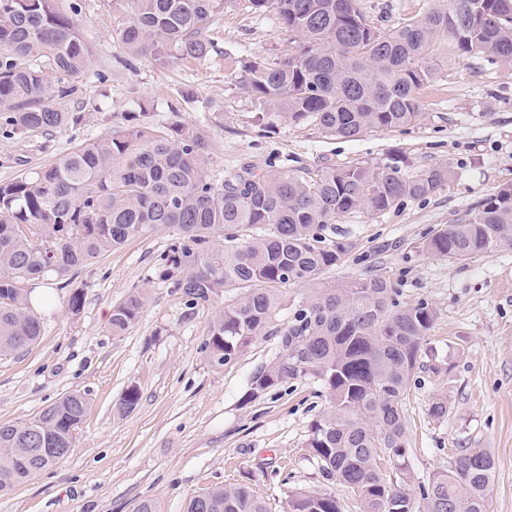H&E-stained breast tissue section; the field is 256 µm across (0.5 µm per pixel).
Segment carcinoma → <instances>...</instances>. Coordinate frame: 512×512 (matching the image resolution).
<instances>
[{"instance_id":"1","label":"carcinoma","mask_w":512,"mask_h":512,"mask_svg":"<svg viewBox=\"0 0 512 512\" xmlns=\"http://www.w3.org/2000/svg\"><path fill=\"white\" fill-rule=\"evenodd\" d=\"M57 0H0V107L14 131H50L79 121L54 101L70 99L89 69L77 5ZM130 23L119 40L135 56L165 65L203 60L209 32L227 0H127ZM363 0H240L272 10L288 39L275 62L249 61L240 77L263 132L275 112L284 121L356 138L420 119V91L435 49L449 39L461 56L494 65L512 61V0H449L391 28L368 19ZM210 132L175 122L138 121L88 141L53 164L0 183V356L35 345L41 322L21 283L58 277L159 226L175 230L160 277L191 309L211 308L203 352L227 365L269 334L283 304L281 288L311 284L341 264L347 246H319L326 224L361 208L384 212L426 199L451 179L446 165L411 172L391 157L376 165L325 167L300 176L250 166L216 179L208 172ZM512 246V186L500 188L423 243L455 260ZM148 295L131 291L112 307V335L139 320ZM434 313L399 300L384 277L321 284L275 328L280 351L254 373L247 399L298 378L319 381L329 406L306 441L322 478L357 496L359 512H489L495 460L484 448H460L448 470L416 483L409 464L405 400L420 367ZM139 392L115 404L130 415ZM90 406L66 393L21 423H0V493L66 457ZM418 486L422 507L414 508ZM185 512H268L245 485L208 489ZM286 512H340L326 489L288 496Z\"/></svg>"}]
</instances>
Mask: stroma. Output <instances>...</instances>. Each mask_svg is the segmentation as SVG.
<instances>
[{
	"mask_svg": "<svg viewBox=\"0 0 512 512\" xmlns=\"http://www.w3.org/2000/svg\"><path fill=\"white\" fill-rule=\"evenodd\" d=\"M78 2L91 68L79 97L56 106L80 113L81 121L30 133L0 122V182L103 137L133 112L158 128L206 121L216 177L243 165L296 173L375 164L396 151L415 171L451 166L453 178L432 197L325 225L326 240L351 249L323 280L337 285L371 272L389 279L402 301L429 303L435 319L427 355L406 399L410 466L425 482L447 469L458 449H490V512H512V247L464 261L421 249L430 230L512 185V62L491 67L447 43L419 95L415 124L346 140L277 119L273 133L263 135L239 84L240 62L282 55L289 35L274 14L225 7L207 59L162 67L119 41L131 19L125 0ZM172 239V229L159 227L65 277L28 282V289H45L51 304L35 310L39 341L0 357V422L28 420L71 391L88 393L91 404L69 456L0 495V512H133L144 499L157 512H184L191 496L224 484L248 485L270 512H284L289 492L323 486L305 446L329 405L322 384L301 378L248 400L253 374L280 350L274 335L212 367L202 351L209 310H189L180 291L158 276ZM136 288L149 294L140 319L113 335L112 308ZM76 291L82 307L73 316L67 301ZM131 387L139 392L137 408L114 415ZM440 394L448 397V416L437 420L428 409Z\"/></svg>",
	"mask_w": 512,
	"mask_h": 512,
	"instance_id": "stroma-1",
	"label": "stroma"
}]
</instances>
